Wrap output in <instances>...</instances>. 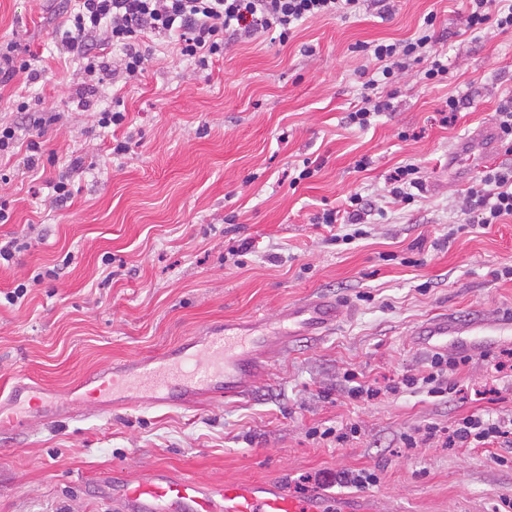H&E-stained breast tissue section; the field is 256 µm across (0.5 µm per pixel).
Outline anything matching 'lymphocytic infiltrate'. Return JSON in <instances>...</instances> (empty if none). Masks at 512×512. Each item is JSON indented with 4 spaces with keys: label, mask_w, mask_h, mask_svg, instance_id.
<instances>
[{
    "label": "lymphocytic infiltrate",
    "mask_w": 512,
    "mask_h": 512,
    "mask_svg": "<svg viewBox=\"0 0 512 512\" xmlns=\"http://www.w3.org/2000/svg\"><path fill=\"white\" fill-rule=\"evenodd\" d=\"M361 0H75L68 16L62 43L78 62L86 79L78 92L79 106L86 107L96 96L105 76L118 72L126 78L142 75L152 57L139 47L147 33L175 36L182 56L192 59L200 69L208 68L224 53V34L233 28L251 34L275 33L279 44H287L306 21L322 17L343 18L355 13ZM466 32L477 34L489 27L512 31V5L498 6L497 0H469ZM434 16H426L415 36L391 42L364 44V51L375 63V76L366 83L368 92L349 114L359 129L371 127L381 112L389 109L388 100L374 96L378 86L391 85L400 70L411 64L424 67L430 81L447 79L448 64L433 51L431 30ZM121 50L117 64L95 50L98 40ZM462 209L475 214L478 224L487 227L512 218V165L486 170L479 184L470 188ZM460 359L433 355L422 376H405L387 386L384 392L399 393L401 388L427 387L429 394H447L448 374L458 370ZM353 398H375L382 390L359 381L356 372L346 374ZM403 444L419 448L432 443L445 447L480 448L493 445L512 447V419L470 414L450 425H427L405 434Z\"/></svg>",
    "instance_id": "f902f5d3"
}]
</instances>
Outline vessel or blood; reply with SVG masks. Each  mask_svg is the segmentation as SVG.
Instances as JSON below:
<instances>
[{"label": "vessel or blood", "instance_id": "b4317fda", "mask_svg": "<svg viewBox=\"0 0 512 512\" xmlns=\"http://www.w3.org/2000/svg\"><path fill=\"white\" fill-rule=\"evenodd\" d=\"M337 315L329 301L310 297L281 310L278 331L257 335L230 324L219 331L211 327L165 354L85 373L78 385L88 388L102 412L131 400L148 407L197 409L242 394L262 371L254 362L255 355L279 351L296 336L321 335ZM509 329L512 319H477L462 325L442 315L429 319L417 334L438 349L450 346L479 352L484 337ZM465 332L472 333V341H461ZM33 390L25 375L17 376L7 398L10 411L0 412L1 426L22 428L28 424L23 397ZM106 495L114 512H381L380 498L368 493L295 495L274 478L208 484L162 468L136 480H112Z\"/></svg>", "mask_w": 512, "mask_h": 512}]
</instances>
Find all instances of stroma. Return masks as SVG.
<instances>
[{"label": "stroma", "mask_w": 512, "mask_h": 512, "mask_svg": "<svg viewBox=\"0 0 512 512\" xmlns=\"http://www.w3.org/2000/svg\"><path fill=\"white\" fill-rule=\"evenodd\" d=\"M391 4L387 18L363 0L356 16L306 21L284 46L225 34L223 58L206 70L174 39H142L153 54L143 76L104 81L87 109L75 104L84 74L61 42L69 0H0V43H15L43 74L29 87L18 77L0 85V123L25 124L21 96L58 115L41 138L57 163L41 174L16 168L0 182L11 215L0 241L27 244L17 265L0 267V292L30 270H59L22 305H0V391L25 374L64 405L81 374L162 354L208 325L272 320L313 294L340 310L327 333L273 356L243 396L192 411L129 403L98 414L80 404L55 423L0 431V512H113L103 481L157 466L214 484L275 478L295 494L315 490L322 470H370L384 512H496L512 500V462L499 464L500 448L402 442L427 423L487 409L512 416V378L489 364L512 335L489 337L451 375L459 390L447 396L348 394L350 370L381 388L426 372L434 349L415 330L429 318L512 316V279L494 276L512 266V219L483 228L461 209L487 167L512 164L499 143L474 139L512 96V32L461 34L467 0ZM430 13L450 79L424 80L411 65L392 111L369 130L350 126L373 72L360 44L409 37ZM116 96L130 127L111 133L95 112ZM451 96L463 106L445 126ZM124 136L127 152L112 154ZM73 157L82 160L74 171ZM364 157L371 164L361 172ZM404 164L423 178L406 206L385 186ZM64 172L73 195L59 204L49 181ZM354 192L374 206L367 233L330 243L314 218ZM491 387L502 395L494 404L481 395ZM342 423L359 429L346 443L310 435Z\"/></svg>", "instance_id": "1"}]
</instances>
